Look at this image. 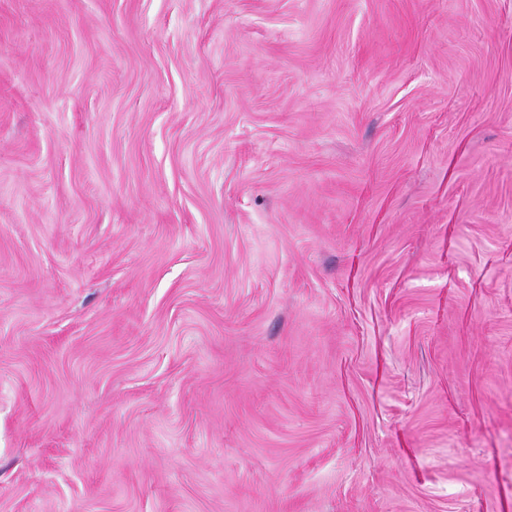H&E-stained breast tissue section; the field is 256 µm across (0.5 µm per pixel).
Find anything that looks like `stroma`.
I'll return each instance as SVG.
<instances>
[{"label":"stroma","mask_w":512,"mask_h":512,"mask_svg":"<svg viewBox=\"0 0 512 512\" xmlns=\"http://www.w3.org/2000/svg\"><path fill=\"white\" fill-rule=\"evenodd\" d=\"M0 512H512V0H0Z\"/></svg>","instance_id":"obj_1"}]
</instances>
